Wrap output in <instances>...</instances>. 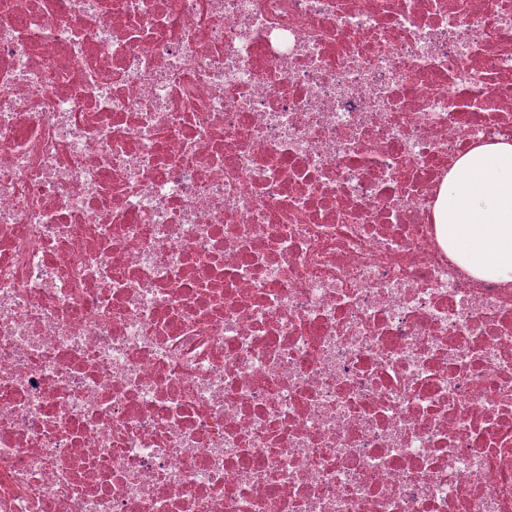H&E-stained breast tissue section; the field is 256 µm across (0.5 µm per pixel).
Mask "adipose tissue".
Instances as JSON below:
<instances>
[{"mask_svg":"<svg viewBox=\"0 0 512 512\" xmlns=\"http://www.w3.org/2000/svg\"><path fill=\"white\" fill-rule=\"evenodd\" d=\"M436 218L473 275L512 281V142L478 144L445 179Z\"/></svg>","mask_w":512,"mask_h":512,"instance_id":"ef3b65f1","label":"adipose tissue"}]
</instances>
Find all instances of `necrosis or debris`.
<instances>
[{
    "mask_svg": "<svg viewBox=\"0 0 512 512\" xmlns=\"http://www.w3.org/2000/svg\"><path fill=\"white\" fill-rule=\"evenodd\" d=\"M500 140L512 0H0V512H512ZM436 218L468 271L512 281V142L478 144L461 156L443 183Z\"/></svg>",
    "mask_w": 512,
    "mask_h": 512,
    "instance_id": "1",
    "label": "necrosis or debris"
}]
</instances>
